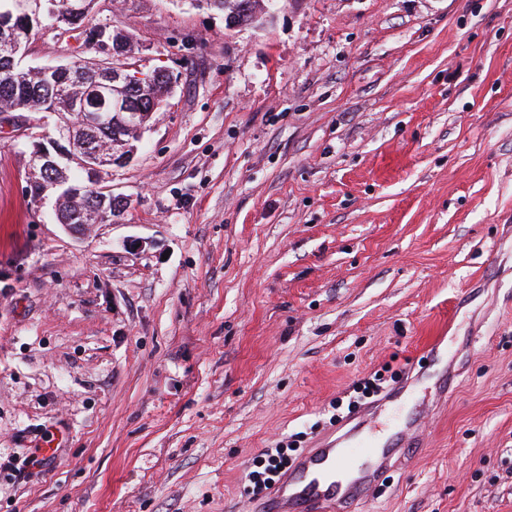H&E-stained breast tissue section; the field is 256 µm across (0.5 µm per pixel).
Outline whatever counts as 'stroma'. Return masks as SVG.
Segmentation results:
<instances>
[{
  "mask_svg": "<svg viewBox=\"0 0 512 512\" xmlns=\"http://www.w3.org/2000/svg\"><path fill=\"white\" fill-rule=\"evenodd\" d=\"M91 16L176 83L112 168L123 213L81 238L0 129V512H250L267 453L413 367L423 444L361 512H512V0ZM75 53L46 29L24 63Z\"/></svg>",
  "mask_w": 512,
  "mask_h": 512,
  "instance_id": "obj_1",
  "label": "stroma"
}]
</instances>
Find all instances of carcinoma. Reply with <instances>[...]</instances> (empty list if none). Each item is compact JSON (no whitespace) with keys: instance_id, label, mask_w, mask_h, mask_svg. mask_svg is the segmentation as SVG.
<instances>
[{"instance_id":"obj_1","label":"carcinoma","mask_w":512,"mask_h":512,"mask_svg":"<svg viewBox=\"0 0 512 512\" xmlns=\"http://www.w3.org/2000/svg\"><path fill=\"white\" fill-rule=\"evenodd\" d=\"M56 12H44L37 16L12 12V0H0V18L8 17V29L3 35H14L23 44L33 38L46 21L64 31H76L85 36L84 44L90 45L94 38L102 37L105 30L89 25L94 0H55ZM99 65L91 58L81 54L72 56L67 67L51 72H32L19 61L11 60L3 44L0 43V111L14 110L16 112H63L65 107L56 96L55 90L69 86L78 76L88 84L102 82L98 73ZM153 84V95L146 96L136 86H129L125 95L130 100V108L135 112H155L162 108L169 93L170 77L165 73L149 75ZM54 157L55 164L35 161L32 164L33 174L30 183L31 197L36 198L48 188H58L63 193H78L82 206L77 215H68L71 224L83 223V214L94 212L104 207L111 212L123 208L122 201L101 191L86 179L85 171L57 157L55 148L48 146Z\"/></svg>"}]
</instances>
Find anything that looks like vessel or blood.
I'll list each match as a JSON object with an SVG mask.
<instances>
[{"label":"vessel or blood","mask_w":512,"mask_h":512,"mask_svg":"<svg viewBox=\"0 0 512 512\" xmlns=\"http://www.w3.org/2000/svg\"><path fill=\"white\" fill-rule=\"evenodd\" d=\"M414 376L392 387L299 454L257 505L258 512H353L383 474L406 466L422 444V415L399 414Z\"/></svg>","instance_id":"obj_1"}]
</instances>
